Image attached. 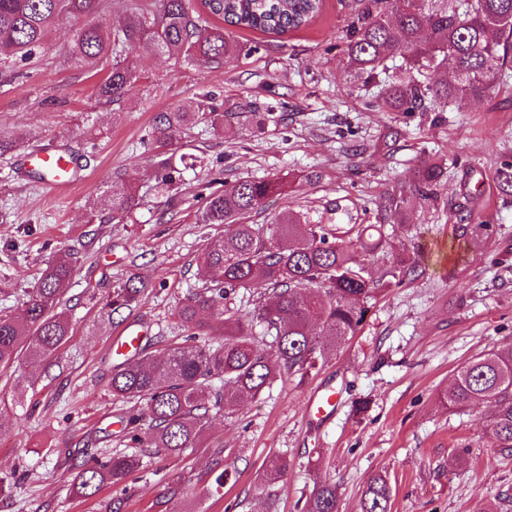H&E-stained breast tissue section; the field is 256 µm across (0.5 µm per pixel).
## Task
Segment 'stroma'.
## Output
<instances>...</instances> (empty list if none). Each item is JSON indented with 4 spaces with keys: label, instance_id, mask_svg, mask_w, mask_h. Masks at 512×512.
Instances as JSON below:
<instances>
[{
    "label": "stroma",
    "instance_id": "obj_1",
    "mask_svg": "<svg viewBox=\"0 0 512 512\" xmlns=\"http://www.w3.org/2000/svg\"><path fill=\"white\" fill-rule=\"evenodd\" d=\"M368 0H323L307 27L277 39L225 27L244 46L222 67L183 66L128 46L141 80L119 104L95 93L104 73L66 61L78 27H53L30 60L0 74V315H21L49 258L73 249L66 294L73 335L50 364L0 370V474L18 481L0 512H106L116 492L72 494V458L123 450L121 406L106 384L117 361L110 341L130 323L145 332L144 353L183 341L175 312L204 283L197 261L224 226L203 224L204 197L237 180L286 178L287 195L252 212L268 223L291 208L325 224H380L392 243L414 244L416 276L392 284L359 332L305 377L282 376L233 417L213 416L204 447L153 456L127 481L123 512H300L316 479L338 486L339 512H359L377 474L392 491L391 512H512V454L497 448L488 409L449 412L443 394L457 369L492 349L512 348V200L496 170L512 162V73L489 97L443 112L375 108V84L353 80L347 29ZM215 94L231 112L223 134H190L192 156L169 191L157 189L140 137L177 101ZM287 101V119L253 134L250 113ZM64 139L87 178L57 196L21 175V152ZM448 172L436 202L414 200L406 223L385 221L381 198L425 155ZM317 172L314 181L307 172ZM139 189L138 208L121 223H89V200L114 173ZM490 225L485 246L459 236V213ZM136 277L148 288L132 312L106 318L100 300ZM336 388L324 422L307 413L312 394ZM367 402L364 412L354 410ZM224 449L223 488L212 485V449ZM288 460L283 480L265 485L272 455Z\"/></svg>",
    "mask_w": 512,
    "mask_h": 512
}]
</instances>
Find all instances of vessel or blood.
<instances>
[{
  "instance_id": "obj_1",
  "label": "vessel or blood",
  "mask_w": 512,
  "mask_h": 512,
  "mask_svg": "<svg viewBox=\"0 0 512 512\" xmlns=\"http://www.w3.org/2000/svg\"><path fill=\"white\" fill-rule=\"evenodd\" d=\"M20 170L28 175H40L46 187L56 193H64L85 176L81 155L68 143L59 140L53 144L22 153L18 158ZM143 342V332L135 325L124 327L114 337L112 350L125 355L138 350ZM336 406V389L323 387L312 399V409L317 418H328Z\"/></svg>"
}]
</instances>
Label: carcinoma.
<instances>
[{
    "label": "carcinoma",
    "mask_w": 512,
    "mask_h": 512,
    "mask_svg": "<svg viewBox=\"0 0 512 512\" xmlns=\"http://www.w3.org/2000/svg\"><path fill=\"white\" fill-rule=\"evenodd\" d=\"M105 0H0V58L26 60L38 50L62 17L83 20L71 40L68 57L76 66L110 63L96 94L121 102L140 79L123 58L133 42L176 64L203 62L215 67L243 47L224 29L193 11L190 0H155L144 9L131 0L125 20H103ZM213 18L233 27L279 37L309 25L322 0H203ZM345 55L352 71L372 78L390 56L402 58L411 75L384 85L377 106L387 112H427L433 107L481 99L493 88L495 71L512 64V0H369L351 22ZM445 70L443 84L419 81L424 70ZM224 131V113L213 97L194 95L159 113L145 130L143 142L155 160L156 178L168 188L180 174L177 137L198 125ZM445 175L439 162L422 160L411 175L388 189L381 210L404 224L413 199L431 200ZM290 181H235L205 199L199 221L222 224L223 235L211 239L201 254L210 285L187 295L177 317L190 331L188 344L167 345L155 358L129 359L115 367L109 380L112 399L133 404L121 420L135 448L154 455L180 456L202 445L212 415L231 417L259 398L284 373L305 377L355 336L380 291L354 254L357 246L377 250L386 245L381 226L307 224L303 215L284 209L267 224H247L243 215L288 192ZM139 205L135 186L115 176L90 203L92 219L101 222L128 215ZM459 216L457 229L476 241L490 227ZM396 278L417 272L410 247L394 248ZM73 256L59 250L48 262L21 317L0 315V368L48 362L68 343L72 325L63 309ZM239 288H266L273 301L244 316L224 305ZM146 285L128 279L113 288L101 310L111 316L136 307ZM218 316L221 342L209 343L210 325L203 312ZM221 382L215 386V382ZM448 409L462 411L485 404L497 447L512 451V350L489 351L462 365L445 393ZM142 464L141 455L114 453L103 461L72 460L73 493L93 497L103 487L124 484ZM288 461L271 457L264 482L283 478ZM391 489L381 476L363 491L360 512H390ZM303 512H338V489L316 481Z\"/></svg>",
    "instance_id": "obj_1"
}]
</instances>
